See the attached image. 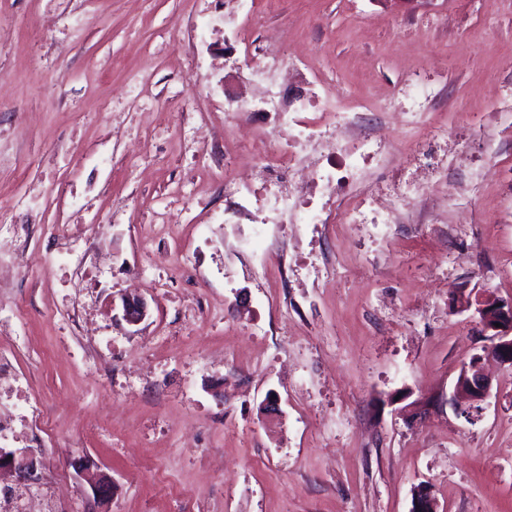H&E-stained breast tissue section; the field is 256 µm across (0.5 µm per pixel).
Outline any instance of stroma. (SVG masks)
<instances>
[{"label": "stroma", "mask_w": 512, "mask_h": 512, "mask_svg": "<svg viewBox=\"0 0 512 512\" xmlns=\"http://www.w3.org/2000/svg\"><path fill=\"white\" fill-rule=\"evenodd\" d=\"M220 0H0V206L38 190L27 270L0 285V347L43 414L35 492L88 512L85 458L112 477L108 512H409L429 484L439 512H512V370L467 419L448 403L480 350L457 290L512 299V0H285L263 27L320 68L343 104L387 93L409 72H442L431 121L449 104L482 113L468 143L495 173L438 224H395L368 250L361 224L320 242L336 275L317 288L243 272L211 172L185 131L224 122L248 73L224 46ZM96 225V276L61 269L46 224ZM485 245L469 253L475 232ZM199 262L186 280L152 264L158 241ZM148 304L114 322L122 295ZM25 314L12 311L17 300ZM86 306L77 341L65 313ZM280 398L268 413V392ZM423 402L399 415L392 397Z\"/></svg>", "instance_id": "stroma-1"}]
</instances>
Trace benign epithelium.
Returning <instances> with one entry per match:
<instances>
[{
    "label": "benign epithelium",
    "mask_w": 512,
    "mask_h": 512,
    "mask_svg": "<svg viewBox=\"0 0 512 512\" xmlns=\"http://www.w3.org/2000/svg\"><path fill=\"white\" fill-rule=\"evenodd\" d=\"M458 311L474 310L477 335L487 344L482 353L471 358L464 365L455 383V392L461 393L469 402V409L482 410L484 402L492 392V381L485 374L483 360L494 358L501 365L512 369V300L505 301L491 293L480 294L471 299L463 294L452 297ZM147 315L146 302L135 296L122 298V320L130 325H139ZM39 460L33 450L19 454L0 450V467L6 465L14 472L16 481L25 484L31 481L37 471ZM80 473L88 475V482L93 492V502L104 504L112 499V477L105 472H90V464L85 459L73 462ZM438 501L428 484L418 486L413 493L409 512H438Z\"/></svg>",
    "instance_id": "obj_1"
}]
</instances>
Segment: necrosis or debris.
<instances>
[{"label": "necrosis or debris", "instance_id": "4bbe7bcc", "mask_svg": "<svg viewBox=\"0 0 512 512\" xmlns=\"http://www.w3.org/2000/svg\"><path fill=\"white\" fill-rule=\"evenodd\" d=\"M224 8L237 16L230 33L248 55L258 91L247 98L225 95L223 134L203 146L211 166L222 167L225 136L261 125L246 149L267 173L259 186L249 178L225 181V223L302 224L315 232L336 224L379 228L420 223L427 210L439 206L430 183L411 175L386 188L371 184L370 170L387 146L364 132L362 106L338 105L331 83L317 70L289 61L279 49L282 33L254 38L256 16L238 17V0H224ZM437 95L431 82L412 73L378 102L386 111H398L409 132L402 145L407 159L430 172L443 159L465 153L458 125L436 128L429 121ZM39 418L12 353L1 350L0 446L13 447L23 434L34 433Z\"/></svg>", "mask_w": 512, "mask_h": 512}]
</instances>
